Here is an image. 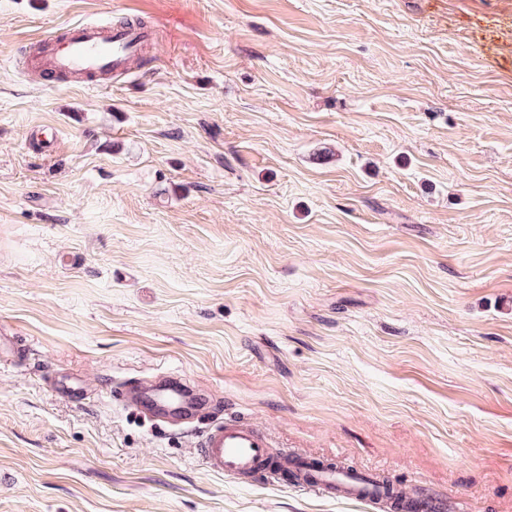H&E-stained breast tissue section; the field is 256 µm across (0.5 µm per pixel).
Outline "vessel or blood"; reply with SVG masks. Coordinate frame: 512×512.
Wrapping results in <instances>:
<instances>
[{
	"label": "vessel or blood",
	"instance_id": "b4317fda",
	"mask_svg": "<svg viewBox=\"0 0 512 512\" xmlns=\"http://www.w3.org/2000/svg\"><path fill=\"white\" fill-rule=\"evenodd\" d=\"M149 32L138 27L104 28L86 24L66 34L50 35L37 58L41 70L52 76L79 75L85 79L125 70L130 58L148 41ZM131 405L150 416L181 415L193 410L202 397L178 380L146 382L129 396ZM204 465L228 475L252 476L286 469L297 474L305 490L340 494L366 500L369 475L335 469H315L299 457H273L267 436L244 421L227 420L204 432L200 441Z\"/></svg>",
	"mask_w": 512,
	"mask_h": 512
}]
</instances>
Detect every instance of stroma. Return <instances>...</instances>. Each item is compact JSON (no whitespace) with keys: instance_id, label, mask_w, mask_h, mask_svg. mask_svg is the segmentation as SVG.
<instances>
[{"instance_id":"stroma-1","label":"stroma","mask_w":512,"mask_h":512,"mask_svg":"<svg viewBox=\"0 0 512 512\" xmlns=\"http://www.w3.org/2000/svg\"><path fill=\"white\" fill-rule=\"evenodd\" d=\"M127 21L124 76L23 56ZM227 418L512 512V0H0V512H388L209 471ZM204 398L179 380L146 382L130 393L129 402L141 412L155 416L187 414Z\"/></svg>"}]
</instances>
